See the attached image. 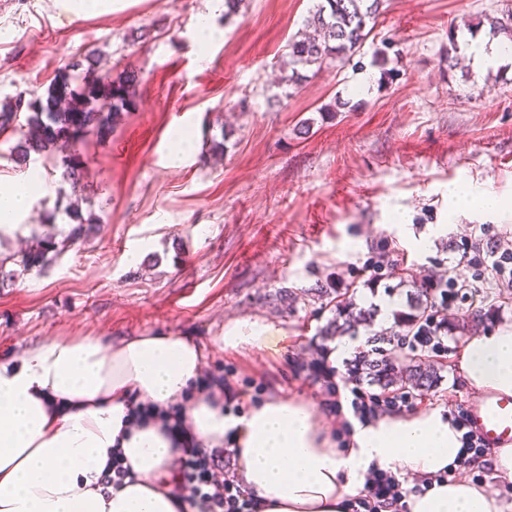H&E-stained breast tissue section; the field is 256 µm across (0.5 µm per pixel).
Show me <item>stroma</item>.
Wrapping results in <instances>:
<instances>
[{
  "label": "stroma",
  "mask_w": 512,
  "mask_h": 512,
  "mask_svg": "<svg viewBox=\"0 0 512 512\" xmlns=\"http://www.w3.org/2000/svg\"><path fill=\"white\" fill-rule=\"evenodd\" d=\"M314 0H242L225 16L220 0H125L109 14L68 19L54 0H0V101L45 94L59 67L95 54L98 77L136 74L138 104L107 138L87 134L66 176L68 148L32 155L41 185L30 215L0 239L17 253L48 230L68 234L66 206L101 221L98 236L67 247L40 274L0 284V358L50 339L175 333L203 350L206 368L260 388L262 398L321 402L299 360L322 352L346 378L356 352L408 308L409 281L424 275L463 284L443 315L450 328L441 378L417 408L451 413L478 393L456 367L465 311L488 313L485 335L512 328V290L459 266L478 242L512 249V54L494 66L471 58L449 67L450 25L479 22L477 39L493 43L485 17L512 0H387L350 62L329 65L298 89L279 85L290 39L305 33ZM215 39L201 43L200 19ZM146 37L130 43L128 34ZM393 41L385 64L374 61ZM367 93L357 94L363 74ZM340 104L334 114L326 106ZM190 129L180 149L176 128ZM226 133V150L211 139ZM182 152L179 167L169 165ZM488 192L503 204L451 210L448 189ZM55 226H48V215ZM138 262H130L132 251ZM386 260L370 281L368 267ZM375 308L361 341L338 354L323 338L334 316L319 288ZM285 290L293 301L272 296ZM273 325L256 348L219 349L235 322Z\"/></svg>",
  "instance_id": "35a3bbf8"
}]
</instances>
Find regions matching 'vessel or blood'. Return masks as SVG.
I'll use <instances>...</instances> for the list:
<instances>
[{"label":"vessel or blood","instance_id":"b4317fda","mask_svg":"<svg viewBox=\"0 0 512 512\" xmlns=\"http://www.w3.org/2000/svg\"><path fill=\"white\" fill-rule=\"evenodd\" d=\"M468 418L485 447L512 446V396L486 392L470 405Z\"/></svg>","mask_w":512,"mask_h":512}]
</instances>
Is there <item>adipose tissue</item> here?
<instances>
[{
  "mask_svg": "<svg viewBox=\"0 0 512 512\" xmlns=\"http://www.w3.org/2000/svg\"><path fill=\"white\" fill-rule=\"evenodd\" d=\"M203 362L177 334L53 339L0 359V512H178L161 480L176 450L159 425L128 422L134 398L160 410L180 404L208 447L234 432L237 475L263 512H343L372 469L429 480L408 494V512H501L468 479L436 482L461 448L441 411L354 424L340 448L306 399L271 398L235 414L221 397L194 395ZM457 366L473 389L512 395V329L465 340ZM116 447L135 480L105 490L98 480Z\"/></svg>",
  "mask_w": 512,
  "mask_h": 512,
  "instance_id": "obj_1",
  "label": "adipose tissue"
}]
</instances>
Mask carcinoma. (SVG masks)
Segmentation results:
<instances>
[{
  "label": "carcinoma",
  "instance_id": "1",
  "mask_svg": "<svg viewBox=\"0 0 512 512\" xmlns=\"http://www.w3.org/2000/svg\"><path fill=\"white\" fill-rule=\"evenodd\" d=\"M383 2L385 0H317L306 20V26L314 33L288 41L290 73L282 77V82L296 89L306 79L303 70L312 67L319 70L350 59L366 41L370 34L368 26L376 23ZM489 24L494 34L512 42V11L501 18L489 19ZM97 62L92 54L75 62L68 60L58 70L46 96L27 100L19 95L0 103V132L14 126L20 113L28 111L27 130L20 131L21 139L12 147L14 162L25 165L31 154H39L56 142L74 146L88 133L105 138L112 133L113 122L119 115L135 106L134 75L118 81L101 80L80 92L72 88L80 73L95 70ZM65 214L76 227L64 237V242L85 240L99 233L98 220L84 219L69 209ZM53 253H59L56 236L48 232L36 249L0 257V279L12 280L34 269L41 271L53 260ZM9 260L16 268L7 271L5 263ZM441 307L438 290L416 282L410 312L396 314L398 330L380 334L374 341L392 346L401 344L403 337L417 332ZM370 318V311L351 299H338L335 317L326 325L323 335L342 336ZM349 378L367 381L384 392L406 389L423 396L436 385L440 375L429 360L410 358L399 363L386 349L376 347L373 353L363 354L354 361Z\"/></svg>",
  "mask_w": 512,
  "mask_h": 512
}]
</instances>
